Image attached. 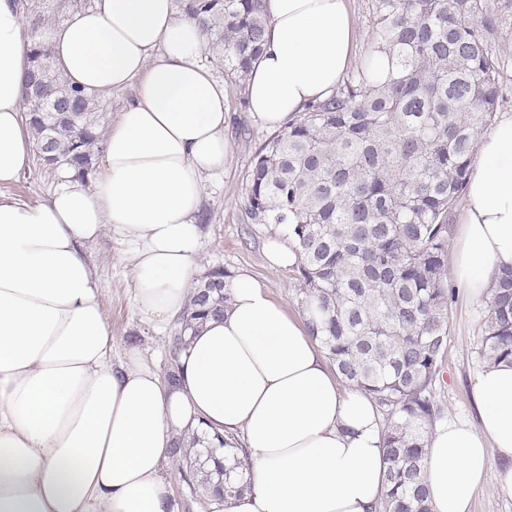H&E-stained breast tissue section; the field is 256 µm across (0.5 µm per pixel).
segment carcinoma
Instances as JSON below:
<instances>
[{"instance_id":"carcinoma-1","label":"carcinoma","mask_w":512,"mask_h":512,"mask_svg":"<svg viewBox=\"0 0 512 512\" xmlns=\"http://www.w3.org/2000/svg\"><path fill=\"white\" fill-rule=\"evenodd\" d=\"M199 26L209 62L240 91L270 24L263 0H175ZM28 31L25 123L39 174L85 179L103 150L110 95H87L56 67L46 31L92 0H21ZM373 40L332 94L307 104L254 153L244 209L286 228L312 336L344 386L368 394L383 419L388 463L380 512H431L426 439L444 408L434 385L448 345L453 291L448 242L482 131L501 98L499 18L488 0H368ZM232 273L213 266L191 286L174 337L224 315ZM478 361L512 363V270L485 296ZM214 473L187 479L223 501L246 486V453L219 435Z\"/></svg>"}]
</instances>
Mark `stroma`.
Returning <instances> with one entry per match:
<instances>
[{"label": "stroma", "instance_id": "obj_1", "mask_svg": "<svg viewBox=\"0 0 512 512\" xmlns=\"http://www.w3.org/2000/svg\"><path fill=\"white\" fill-rule=\"evenodd\" d=\"M490 2L501 20L502 99L499 110L512 113V0ZM209 73L212 80L224 88L227 153L223 176L204 180L200 211L207 214L208 220L202 225L200 265L206 268L219 264L233 274H248L263 284L275 300L284 303L291 314L302 315L294 269L272 266L265 258V242L274 232L273 225L249 223L244 211L251 159L270 130L240 105L239 90L227 82L221 69L213 67ZM86 257L95 270L112 327L113 361H120L125 350L135 345L152 360L159 373H167L173 365L171 349L177 331L172 328L165 334H156L138 314L133 302L132 262L123 247L105 233L87 246ZM483 315V303L472 301L464 288H457L450 309L445 361L435 383V400L444 408L447 418H469L474 413L470 385L481 370L477 352Z\"/></svg>", "mask_w": 512, "mask_h": 512}]
</instances>
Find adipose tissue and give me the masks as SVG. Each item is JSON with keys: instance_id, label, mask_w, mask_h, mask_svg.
<instances>
[{"instance_id": "obj_1", "label": "adipose tissue", "mask_w": 512, "mask_h": 512, "mask_svg": "<svg viewBox=\"0 0 512 512\" xmlns=\"http://www.w3.org/2000/svg\"><path fill=\"white\" fill-rule=\"evenodd\" d=\"M253 115L271 128L327 97L349 66L346 0H266ZM69 80L90 93L134 86L109 126L92 183L61 172L31 204L0 196V512H177L164 467L176 434L234 437L250 473L224 512H378L382 425L368 395L342 388L304 318L248 275L221 320L176 356L177 383L141 349L112 361V329L87 244L110 232L133 263V299L157 333L182 315L198 269L203 179L224 171V89L200 63L194 20L174 0H95L48 30ZM27 38L0 0V185L30 151L21 110ZM512 268V114L470 166L452 277L475 301ZM474 420L428 437L433 512H470L489 468L512 496V364L471 382Z\"/></svg>"}]
</instances>
